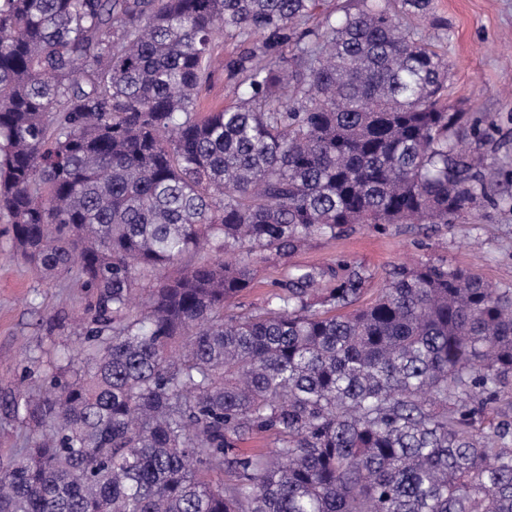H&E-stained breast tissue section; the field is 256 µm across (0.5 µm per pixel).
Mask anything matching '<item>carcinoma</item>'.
<instances>
[{"instance_id":"1","label":"carcinoma","mask_w":512,"mask_h":512,"mask_svg":"<svg viewBox=\"0 0 512 512\" xmlns=\"http://www.w3.org/2000/svg\"><path fill=\"white\" fill-rule=\"evenodd\" d=\"M399 3L302 33L318 0H0V214L90 297L78 361L10 405L0 512H512L511 289L398 267L344 314L370 275L338 261L228 312L267 252L477 202L476 129L402 22L431 0ZM226 29L244 91L201 116Z\"/></svg>"}]
</instances>
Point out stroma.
Instances as JSON below:
<instances>
[{
	"label": "stroma",
	"mask_w": 512,
	"mask_h": 512,
	"mask_svg": "<svg viewBox=\"0 0 512 512\" xmlns=\"http://www.w3.org/2000/svg\"><path fill=\"white\" fill-rule=\"evenodd\" d=\"M418 37L448 62V100L466 112L479 136L462 149L480 161L484 198L449 224L354 227L336 238L316 236L285 256L257 266L239 311L254 312L298 267H328L343 259L363 265L372 278L359 305H367L393 267L445 262L472 270L497 288L512 289V0H431L422 20L408 19ZM245 44L225 31L202 87L205 104L230 103L232 66ZM10 224L0 217V459L21 455L27 426L7 413L12 396L41 381L75 348L89 297L77 274L41 277L12 259Z\"/></svg>",
	"instance_id": "35a3bbf8"
}]
</instances>
